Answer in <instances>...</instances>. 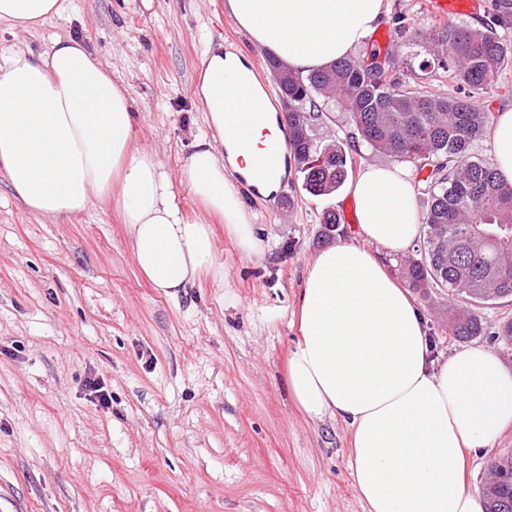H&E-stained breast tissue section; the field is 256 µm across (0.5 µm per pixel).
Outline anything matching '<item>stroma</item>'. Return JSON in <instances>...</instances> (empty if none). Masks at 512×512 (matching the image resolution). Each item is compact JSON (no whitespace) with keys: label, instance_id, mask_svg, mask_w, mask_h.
<instances>
[{"label":"stroma","instance_id":"obj_1","mask_svg":"<svg viewBox=\"0 0 512 512\" xmlns=\"http://www.w3.org/2000/svg\"><path fill=\"white\" fill-rule=\"evenodd\" d=\"M391 40L356 49L393 54L431 94L457 85L435 60L447 47L404 45L406 32L493 24L512 45V0H485L479 18L434 17L428 0H388ZM83 42L133 99L136 146L156 154L178 200L199 214L178 179L206 115L191 85L206 48L223 39L241 56L266 49L236 24L226 0H63L32 31L0 23V59L54 41ZM238 191L267 250L242 251L214 224L219 279L177 297L142 277L114 205L68 218L29 214L0 170V512H366L353 486L351 436L294 404L286 361L298 339L297 305L313 257L327 246L324 212L352 211L347 188L308 194L289 178L288 203ZM433 360L462 349L448 329L449 297L417 295ZM473 338L512 370L495 341L512 299L475 309ZM104 382L109 406L86 384ZM512 454V426L467 454L466 486L481 493L490 462Z\"/></svg>","mask_w":512,"mask_h":512}]
</instances>
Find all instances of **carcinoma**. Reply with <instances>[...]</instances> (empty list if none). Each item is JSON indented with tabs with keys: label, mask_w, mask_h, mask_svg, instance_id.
I'll return each instance as SVG.
<instances>
[{
	"label": "carcinoma",
	"mask_w": 512,
	"mask_h": 512,
	"mask_svg": "<svg viewBox=\"0 0 512 512\" xmlns=\"http://www.w3.org/2000/svg\"><path fill=\"white\" fill-rule=\"evenodd\" d=\"M455 68L450 80L468 88L462 97L434 96L401 76L383 78L372 56L341 58L303 77L268 60L280 104L288 108V147L295 175L312 196L329 195L348 177L352 161L342 141L325 143L316 125L327 116L318 101L339 104L353 126L350 139L398 162L435 160V192L425 218L423 248L403 274L421 292L446 288L457 306L448 315L462 342L484 334L474 303L512 298V181L468 159L471 143L491 123L474 93L484 89L512 51L490 30L456 26L437 33ZM484 512H512V456L494 462L484 486Z\"/></svg>",
	"instance_id": "obj_1"
}]
</instances>
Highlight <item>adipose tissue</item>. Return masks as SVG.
<instances>
[{"label": "adipose tissue", "instance_id": "obj_1", "mask_svg": "<svg viewBox=\"0 0 512 512\" xmlns=\"http://www.w3.org/2000/svg\"><path fill=\"white\" fill-rule=\"evenodd\" d=\"M227 4L255 43L302 75L351 54L387 12L386 0ZM61 9L60 0H0V22L29 31ZM255 91L240 57L207 48L196 94L209 131L181 173L202 220L184 213L170 174L136 147L128 88L85 46L60 38L43 54L19 50L0 65V169L33 215L62 218L117 202L138 270L174 297L220 274L208 216L245 252L263 249L227 174L235 169L268 192L279 186L254 170L255 156L282 139L274 112H262L245 141L227 134L231 108ZM348 192L357 239L318 252L309 265L287 363L290 395L309 418L349 425L351 476L367 512H483L465 487V454L512 425V371L483 347L434 364L415 299L381 260L419 237L409 170L366 166Z\"/></svg>", "mask_w": 512, "mask_h": 512}]
</instances>
